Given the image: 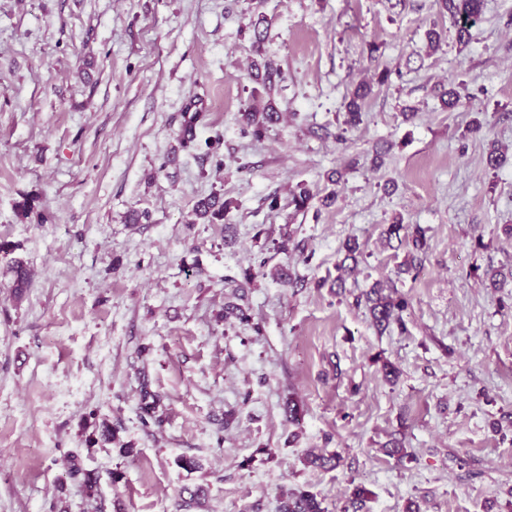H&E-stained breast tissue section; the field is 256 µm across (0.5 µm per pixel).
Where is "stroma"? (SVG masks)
<instances>
[{"label":"stroma","instance_id":"obj_1","mask_svg":"<svg viewBox=\"0 0 512 512\" xmlns=\"http://www.w3.org/2000/svg\"><path fill=\"white\" fill-rule=\"evenodd\" d=\"M261 14L283 117L257 140ZM213 193L230 213L193 223ZM397 218L425 235L418 276L384 241ZM511 226L512 0H483L464 45L439 0H0V512H276L292 488L347 512L358 486L359 512H512ZM389 278L409 306L381 334L354 298ZM104 422L116 441L91 444ZM371 93V86H359L353 96L346 104V120L345 124L349 127H355L362 121V112L364 101Z\"/></svg>","mask_w":512,"mask_h":512}]
</instances>
